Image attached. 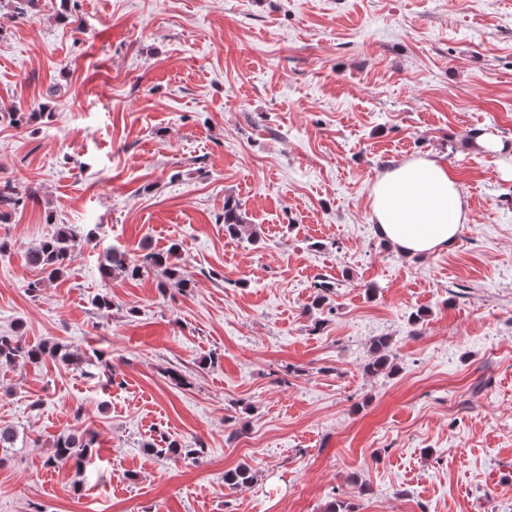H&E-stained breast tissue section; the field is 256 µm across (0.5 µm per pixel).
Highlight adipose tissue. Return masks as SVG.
<instances>
[{
	"label": "adipose tissue",
	"instance_id": "obj_1",
	"mask_svg": "<svg viewBox=\"0 0 512 512\" xmlns=\"http://www.w3.org/2000/svg\"><path fill=\"white\" fill-rule=\"evenodd\" d=\"M370 208L381 237L408 257L450 248L467 221L458 181L446 163L428 156L382 174L372 187Z\"/></svg>",
	"mask_w": 512,
	"mask_h": 512
}]
</instances>
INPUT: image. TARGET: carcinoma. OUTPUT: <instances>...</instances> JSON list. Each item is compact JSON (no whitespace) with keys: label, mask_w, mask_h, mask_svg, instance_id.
Wrapping results in <instances>:
<instances>
[{"label":"carcinoma","mask_w":512,"mask_h":512,"mask_svg":"<svg viewBox=\"0 0 512 512\" xmlns=\"http://www.w3.org/2000/svg\"><path fill=\"white\" fill-rule=\"evenodd\" d=\"M38 0H0V8L8 9L12 15L21 19H32L36 15ZM9 122L17 127L30 126L48 116L42 106H30L24 110L13 107L5 113ZM23 202V195L19 188L10 183L0 184V208L14 209ZM244 221L238 213V205L229 202L224 204V232L237 236L242 233ZM72 229L62 227L51 237L42 241L39 246L25 254L27 263L38 269L42 277L30 284L33 291L39 290L45 280H54L63 275L71 259ZM180 259V245L173 243L165 251L150 252L144 256V261L131 257L124 249L114 247L104 253L100 263V273L103 280L108 281L114 277L139 278L150 268L161 270L162 278L157 282V289L165 294L170 287L186 293L195 288V282L185 276L178 264ZM390 339L386 336H377L371 341L373 361L368 364V370L376 373L389 364ZM46 358H59L69 364H79L80 360L74 353L67 351L59 344L27 346L22 343L20 336L14 332L0 333V367H11L19 362L36 364ZM54 452L47 460V465L56 467L70 460L80 467L92 454L93 441L84 439V435L69 433L61 435L53 441ZM148 448L158 456L196 461L206 453L204 443L195 440L191 444H181L161 438L160 443L148 445ZM253 480L252 470L246 466L224 472V485L229 488H238Z\"/></svg>","instance_id":"cac0c4a2"}]
</instances>
